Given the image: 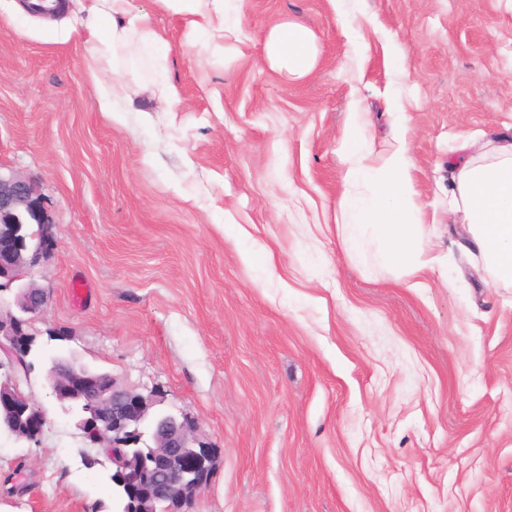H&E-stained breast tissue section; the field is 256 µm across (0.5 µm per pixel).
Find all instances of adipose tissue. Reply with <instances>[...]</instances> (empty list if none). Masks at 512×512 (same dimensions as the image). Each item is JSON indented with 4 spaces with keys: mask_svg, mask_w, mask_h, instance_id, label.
Wrapping results in <instances>:
<instances>
[{
    "mask_svg": "<svg viewBox=\"0 0 512 512\" xmlns=\"http://www.w3.org/2000/svg\"><path fill=\"white\" fill-rule=\"evenodd\" d=\"M186 19L192 33H204L223 41L241 39L238 23L227 18L229 0H158ZM74 32L88 43L96 74L94 105L114 117L116 100L125 98L123 84L107 79L113 71L117 50L137 53L142 46L164 45L147 13L133 12L129 0H79ZM265 60L287 75L309 74L316 62L315 37L301 24L283 21L271 27L264 38ZM348 167L344 182L367 183L366 195L344 193L345 216L337 231L348 254L357 255L375 246L381 260L401 275L415 278L433 269V255L420 222L415 200L411 164L404 147L371 160L358 127L347 133ZM449 210L467 224L492 280L512 283V142L502 141L491 161L473 159L459 165L451 188Z\"/></svg>",
    "mask_w": 512,
    "mask_h": 512,
    "instance_id": "obj_1",
    "label": "adipose tissue"
}]
</instances>
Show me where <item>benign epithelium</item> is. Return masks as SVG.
Returning a JSON list of instances; mask_svg holds the SVG:
<instances>
[{"instance_id":"benign-epithelium-1","label":"benign epithelium","mask_w":512,"mask_h":512,"mask_svg":"<svg viewBox=\"0 0 512 512\" xmlns=\"http://www.w3.org/2000/svg\"><path fill=\"white\" fill-rule=\"evenodd\" d=\"M56 245L38 185L0 171V287L13 295L0 306V432L28 442L41 436L46 410L16 384L12 364L26 327L48 305L34 269ZM45 382L57 403L79 410L76 426L91 445L112 448L113 512H186L204 491L214 463L187 415L157 409V395L123 387L71 354L49 357Z\"/></svg>"}]
</instances>
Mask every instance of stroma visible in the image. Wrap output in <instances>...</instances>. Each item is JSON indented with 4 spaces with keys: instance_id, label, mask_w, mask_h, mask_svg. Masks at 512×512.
Returning <instances> with one entry per match:
<instances>
[{
    "instance_id": "obj_1",
    "label": "stroma",
    "mask_w": 512,
    "mask_h": 512,
    "mask_svg": "<svg viewBox=\"0 0 512 512\" xmlns=\"http://www.w3.org/2000/svg\"><path fill=\"white\" fill-rule=\"evenodd\" d=\"M130 6L167 45L118 54L115 122L71 11L0 0V168L39 185L57 239L39 343L195 418L217 467L191 512H512V286L448 215L449 158L512 138V0H237L234 52ZM285 20L316 38L301 78L263 60ZM354 123L373 157L405 142L447 278L344 250ZM44 377L19 380L38 443L0 435V512H112L111 463Z\"/></svg>"
}]
</instances>
